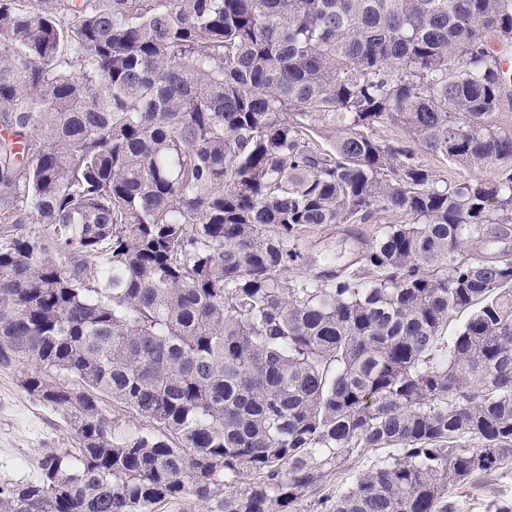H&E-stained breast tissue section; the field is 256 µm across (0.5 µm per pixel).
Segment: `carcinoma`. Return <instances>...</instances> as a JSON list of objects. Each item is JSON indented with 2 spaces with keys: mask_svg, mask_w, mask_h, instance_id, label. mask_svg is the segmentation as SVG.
<instances>
[{
  "mask_svg": "<svg viewBox=\"0 0 512 512\" xmlns=\"http://www.w3.org/2000/svg\"><path fill=\"white\" fill-rule=\"evenodd\" d=\"M511 53L512 0H0V368L75 429L0 512L225 475L224 512H453L512 457V251H463L512 226ZM381 215L295 274L306 227ZM366 448L394 454L322 494ZM421 158L426 165L437 170L445 177H448V181H458L469 177L492 179L497 175L496 169L489 164H479L465 169L457 167L449 161L445 162L430 155L423 154ZM103 407L112 421V431L116 436H121L131 432H152L158 434L151 423L143 419L136 418L128 409L120 404L112 403V400L107 399L103 403Z\"/></svg>",
  "mask_w": 512,
  "mask_h": 512,
  "instance_id": "1",
  "label": "carcinoma"
}]
</instances>
